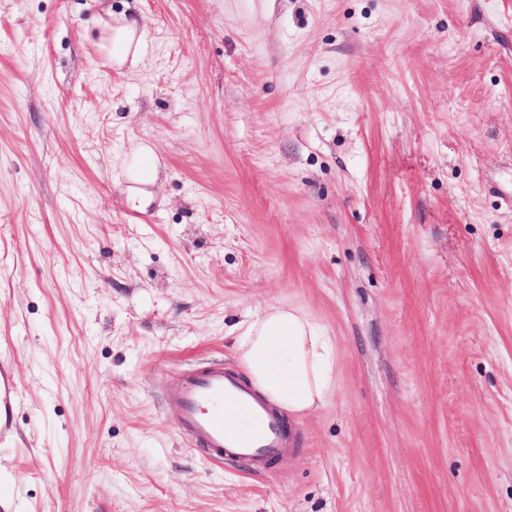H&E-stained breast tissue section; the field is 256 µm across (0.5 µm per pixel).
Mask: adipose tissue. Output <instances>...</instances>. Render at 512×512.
Returning a JSON list of instances; mask_svg holds the SVG:
<instances>
[{"instance_id": "obj_1", "label": "adipose tissue", "mask_w": 512, "mask_h": 512, "mask_svg": "<svg viewBox=\"0 0 512 512\" xmlns=\"http://www.w3.org/2000/svg\"><path fill=\"white\" fill-rule=\"evenodd\" d=\"M106 50L113 66L138 60L143 39L136 22L110 28ZM159 159L147 146L124 159L121 175L128 184L131 208L148 201ZM238 361L260 395L291 417L324 406L336 385V350L329 336L307 314L272 306L255 315L240 336Z\"/></svg>"}]
</instances>
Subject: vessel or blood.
Instances as JSON below:
<instances>
[{
	"label": "vessel or blood",
	"instance_id": "vessel-or-blood-1",
	"mask_svg": "<svg viewBox=\"0 0 512 512\" xmlns=\"http://www.w3.org/2000/svg\"><path fill=\"white\" fill-rule=\"evenodd\" d=\"M19 396L14 364L0 358V439L14 431ZM171 407L181 434L218 462L238 459L261 465L284 444L280 417L217 366L183 373L173 388Z\"/></svg>",
	"mask_w": 512,
	"mask_h": 512
}]
</instances>
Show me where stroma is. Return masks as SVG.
<instances>
[{
  "label": "stroma",
  "mask_w": 512,
  "mask_h": 512,
  "mask_svg": "<svg viewBox=\"0 0 512 512\" xmlns=\"http://www.w3.org/2000/svg\"><path fill=\"white\" fill-rule=\"evenodd\" d=\"M111 3L0 0V512H512V0ZM272 305L338 387L212 461L168 393ZM105 46L112 65L122 67L131 60L132 64L143 52V39L135 21L124 20L109 29ZM158 168L159 159L148 146L138 148L131 157L124 159L120 174L129 184L128 202L131 208H142L148 201L151 193L135 184H153L157 179ZM19 396L20 386L14 364L0 358V440L14 431Z\"/></svg>",
  "instance_id": "35a3bbf8"
}]
</instances>
